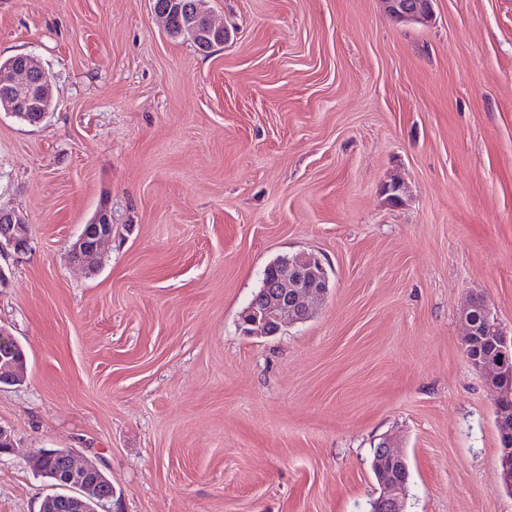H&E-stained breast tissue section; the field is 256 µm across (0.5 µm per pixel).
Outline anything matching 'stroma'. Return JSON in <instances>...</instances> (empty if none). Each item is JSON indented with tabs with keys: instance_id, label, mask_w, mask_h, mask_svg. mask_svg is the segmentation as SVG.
Listing matches in <instances>:
<instances>
[{
	"instance_id": "stroma-1",
	"label": "stroma",
	"mask_w": 512,
	"mask_h": 512,
	"mask_svg": "<svg viewBox=\"0 0 512 512\" xmlns=\"http://www.w3.org/2000/svg\"><path fill=\"white\" fill-rule=\"evenodd\" d=\"M201 52L152 0H0L54 106L0 112V327L26 354L0 388V512H39L34 469L68 448L106 512H370L382 440L407 512H512L495 393L466 359L483 296L512 334V0H203ZM400 182L401 205L383 184ZM97 270L70 247L101 206ZM331 288L274 336L240 315L275 257ZM28 244V229L23 218L15 210L0 206V252L9 248L22 253Z\"/></svg>"
}]
</instances>
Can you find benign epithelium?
<instances>
[{
    "mask_svg": "<svg viewBox=\"0 0 512 512\" xmlns=\"http://www.w3.org/2000/svg\"><path fill=\"white\" fill-rule=\"evenodd\" d=\"M224 26L211 15L194 7L190 32L200 35L205 31H218ZM49 77L40 63L31 55L20 54L15 64L0 72V103L6 112L19 116L30 124L40 122L47 112L43 99ZM112 240V212L105 206L97 216L84 225L80 235L71 245V255L75 262L88 269L94 268V261L104 246ZM28 229L23 218L13 209L0 206V251L9 248L16 253L27 250ZM330 288L327 269L320 257L312 252H301L288 262V265L264 272L263 291L242 314V321L252 328L276 334L287 324L306 321L314 304L325 296ZM481 301L480 296L472 298L462 321L466 334L464 348H469L472 336L476 334L472 322V307ZM495 352L482 358L467 357L476 369L487 374L488 385L499 391L495 400L496 426L500 435L501 447L506 449L502 457V479L505 485L512 486V336L499 325L490 328ZM15 341L10 334L0 328V385H15L18 378L19 359L15 357ZM378 455L389 463L391 473L379 482L380 495L374 502L379 512H404V491L407 480L397 475L405 464L404 454L383 441ZM63 474L68 484L76 483L83 493L96 498L104 505L112 499V489L103 487L90 479L98 472L92 465L77 463L73 454L58 456L56 452L41 451L36 458L38 472H45L52 465Z\"/></svg>",
    "mask_w": 512,
    "mask_h": 512,
    "instance_id": "benign-epithelium-1",
    "label": "benign epithelium"
}]
</instances>
